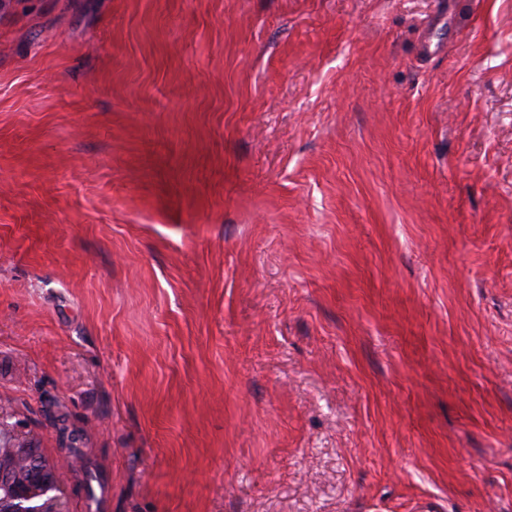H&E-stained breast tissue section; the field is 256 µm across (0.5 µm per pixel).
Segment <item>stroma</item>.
<instances>
[{
    "mask_svg": "<svg viewBox=\"0 0 512 512\" xmlns=\"http://www.w3.org/2000/svg\"><path fill=\"white\" fill-rule=\"evenodd\" d=\"M0 406L68 512H512V0H0Z\"/></svg>",
    "mask_w": 512,
    "mask_h": 512,
    "instance_id": "obj_1",
    "label": "stroma"
}]
</instances>
